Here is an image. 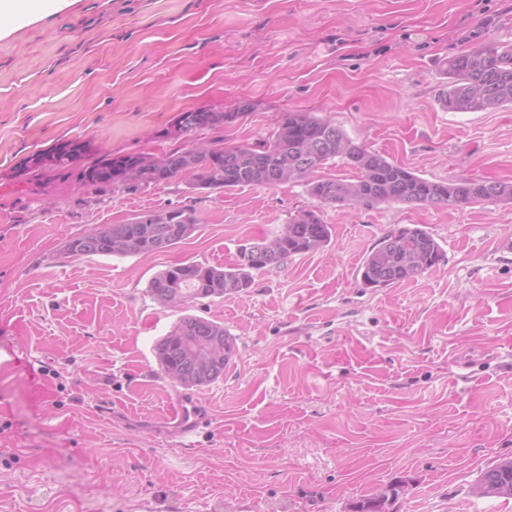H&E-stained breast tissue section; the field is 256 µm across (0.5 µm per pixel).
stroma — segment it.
I'll list each match as a JSON object with an SVG mask.
<instances>
[{
	"mask_svg": "<svg viewBox=\"0 0 512 512\" xmlns=\"http://www.w3.org/2000/svg\"><path fill=\"white\" fill-rule=\"evenodd\" d=\"M490 41L512 43V0H47L0 21V358L38 375L0 384V512H348L392 483L394 512H512L474 492L512 458V203L326 206L323 250L182 311L153 300V274L232 264L317 205L305 183L97 193L21 172L76 138L160 155L185 143L166 133L178 113L247 102L198 140L252 143L310 112L425 178L512 182V108L441 104L446 60ZM179 207L199 224L168 251L62 255L97 225ZM417 224L444 261L364 287L366 253ZM186 313L236 344L195 391L211 421L189 450L152 351Z\"/></svg>",
	"mask_w": 512,
	"mask_h": 512,
	"instance_id": "35a3bbf8",
	"label": "stroma"
}]
</instances>
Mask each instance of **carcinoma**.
<instances>
[{
    "label": "carcinoma",
    "mask_w": 512,
    "mask_h": 512,
    "mask_svg": "<svg viewBox=\"0 0 512 512\" xmlns=\"http://www.w3.org/2000/svg\"><path fill=\"white\" fill-rule=\"evenodd\" d=\"M448 90L441 99L450 112H494L512 107V44H481L448 59ZM245 103L234 112L201 108L181 112L174 119L178 135L230 124L251 111ZM92 153L88 140L72 139L32 154L25 172L36 176L53 172H77L79 180L97 192L136 191L142 186L174 181L186 174L195 189H230L244 186L276 187L307 180L309 194L317 200L313 209L288 217L279 234L264 242L238 246L235 263L212 266L184 261L167 266L150 280L148 291L157 297L177 287L179 299L160 302L178 307L208 297L237 293L250 287L253 273L282 266L288 258L323 249L331 239V226L320 216V207L335 204L409 203L461 207L480 201L512 202V183L451 178L435 181L412 168L373 153L355 142L332 120L309 112H285L276 129L252 144H212L209 152L176 149L161 157L146 154H103L86 164ZM339 160L355 170L351 178L316 179L318 170ZM198 218L191 208L146 210L124 224L97 226L68 240L67 257L145 256L168 250L189 237ZM444 259L433 235L420 226L402 227L384 235L366 255L360 268L367 288H388L416 278ZM204 346L214 345L220 357L208 368L197 367L185 337ZM153 352L164 374L176 386L201 388L224 376L235 354V342L224 325L193 315L181 317L158 339ZM400 487L389 485L373 497L354 503L351 512H390ZM482 497L512 498V460H503L483 472L476 484Z\"/></svg>",
    "instance_id": "carcinoma-1"
}]
</instances>
